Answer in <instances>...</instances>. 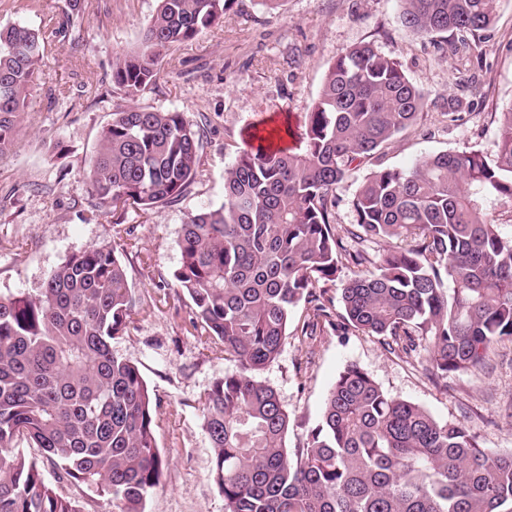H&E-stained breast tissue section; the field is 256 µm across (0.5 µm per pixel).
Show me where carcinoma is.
<instances>
[{
	"instance_id": "1",
	"label": "carcinoma",
	"mask_w": 512,
	"mask_h": 512,
	"mask_svg": "<svg viewBox=\"0 0 512 512\" xmlns=\"http://www.w3.org/2000/svg\"><path fill=\"white\" fill-rule=\"evenodd\" d=\"M140 48L116 57L112 86L128 98L155 85L170 51L224 17L232 0H157ZM402 25L452 48L488 39L499 0H401ZM45 51L39 32L0 27V153ZM425 96L370 44L329 67L294 147L258 132L224 171V203L182 225L176 285L194 305L198 339L238 364L201 398L224 512H512V448L479 446L466 428L398 399L351 364L329 390L300 448L260 373L280 355L291 313L336 316L408 354L431 376L478 370L512 339V238L492 219L512 202V104L498 150L441 152L409 169L379 167L334 222L337 189L417 120ZM202 140L171 110L119 107L100 132L86 178L98 208L171 203L199 174ZM397 240L379 262L367 242ZM356 268L342 312L313 292ZM135 303L113 246L69 255L37 292L0 296V512H79L58 496L27 441L66 478L106 496L112 512H144L165 459L150 390L112 340Z\"/></svg>"
}]
</instances>
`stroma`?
Returning <instances> with one entry per match:
<instances>
[{
  "mask_svg": "<svg viewBox=\"0 0 512 512\" xmlns=\"http://www.w3.org/2000/svg\"><path fill=\"white\" fill-rule=\"evenodd\" d=\"M0 0V24L22 23L46 37L36 85L26 99L12 147L0 154V295L34 293L48 273L100 242L117 248L133 290L135 311L113 349L135 364L156 404L155 438L166 460L145 512H224L213 475V451L200 398L237 364L194 334V306L173 277L181 263V228L224 201V170L253 128H271L309 112L336 55L369 43L401 63L425 94L416 122L383 162L407 168L421 156L479 149L495 154L500 119L512 105V0H500L487 47H448L400 22V0H233L223 18L173 51L142 107L182 112L202 139L203 174L175 202L149 212L96 210L86 173L103 126L124 105L112 88L117 54L137 49L156 0ZM70 23L73 36L57 29ZM458 96L448 115L442 100ZM293 312L280 357L262 380L290 417L288 445H303L321 419L338 374L354 364L388 394L416 403L442 421L459 422L484 448H512V340L497 345L484 369L426 375L418 354L389 350L382 337ZM55 491L79 512H112L86 487L62 478L40 449L24 447Z\"/></svg>",
  "mask_w": 512,
  "mask_h": 512,
  "instance_id": "35a3bbf8",
  "label": "stroma"
}]
</instances>
